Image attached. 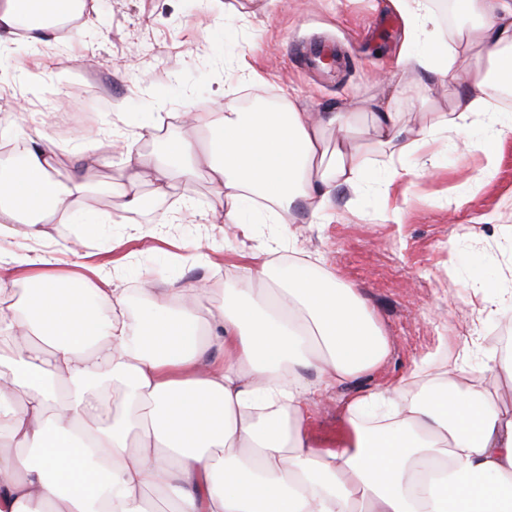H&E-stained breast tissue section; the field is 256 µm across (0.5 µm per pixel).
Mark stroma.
Returning <instances> with one entry per match:
<instances>
[{
    "label": "stroma",
    "instance_id": "1",
    "mask_svg": "<svg viewBox=\"0 0 512 512\" xmlns=\"http://www.w3.org/2000/svg\"><path fill=\"white\" fill-rule=\"evenodd\" d=\"M232 29L221 55L204 38L218 19L207 0H87L68 33L50 44L23 43L0 54V93L9 112H51L70 90L98 92L94 120L59 137L56 176L69 181L72 157L95 146L105 165L89 171L85 183L91 207L112 229L111 237L89 236L75 262L105 272L137 265L154 279L179 285L209 279L213 303L239 287L244 260L210 224L216 193L206 175L180 182L165 196L151 185L138 190L150 200L129 209L121 185L126 156L112 139L133 136L136 150L155 156L166 139L196 137L181 115L240 110L242 102L289 99L305 112H353L362 155L379 161L371 116L380 99L393 98L412 131L430 125L435 110H447L453 86L398 61L405 26L390 0H222ZM261 78L253 81L249 70ZM152 112L156 123L138 124ZM494 173L483 177L484 155L468 150L464 138L453 147L434 141L424 156L446 158L433 175L412 180L406 196L336 191V221L310 224L297 213L293 229L299 249L324 256L337 277L359 288L388 341L387 360L371 373L333 388L328 406L313 411L310 430L334 434L336 409L352 392L399 379L414 362L448 348V366H480L502 345L501 328L512 319V302L488 313L470 279L457 267L458 250L470 251L478 267L503 268V225H512V138L490 145ZM479 188L466 195L463 184ZM401 210L390 221L386 205ZM174 225H166L170 216ZM162 224L159 236L138 239L134 227ZM206 245L212 264H201L194 242Z\"/></svg>",
    "mask_w": 512,
    "mask_h": 512
}]
</instances>
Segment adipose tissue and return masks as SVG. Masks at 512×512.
<instances>
[{"label":"adipose tissue","mask_w":512,"mask_h":512,"mask_svg":"<svg viewBox=\"0 0 512 512\" xmlns=\"http://www.w3.org/2000/svg\"><path fill=\"white\" fill-rule=\"evenodd\" d=\"M407 34L404 62L463 83L430 129L410 132L392 106L374 114L385 155L372 165L345 148L342 112L292 102L205 115L198 139L166 144L158 161L130 160L126 204L149 179L155 195L205 170L215 223L250 238L273 224L279 248L254 250L240 287L210 300L208 281L160 283L130 266L34 269L0 265V512H512V408L449 380L434 354L385 387L351 397L336 433L307 421L335 386L377 369L385 334L361 292L319 255L293 247L288 213L336 220L337 188L389 196L431 132L484 124L512 137V113L492 110L491 85H512V0H460L475 22L439 38L433 0H394ZM86 0H0V50L44 42ZM476 51L475 69L455 70ZM0 239L33 242L54 224L109 234L82 197L80 172L106 164L89 148L71 183L54 171L59 144L38 112L0 127ZM145 303L129 304L127 284ZM223 356L207 357L211 346Z\"/></svg>","instance_id":"adipose-tissue-1"}]
</instances>
